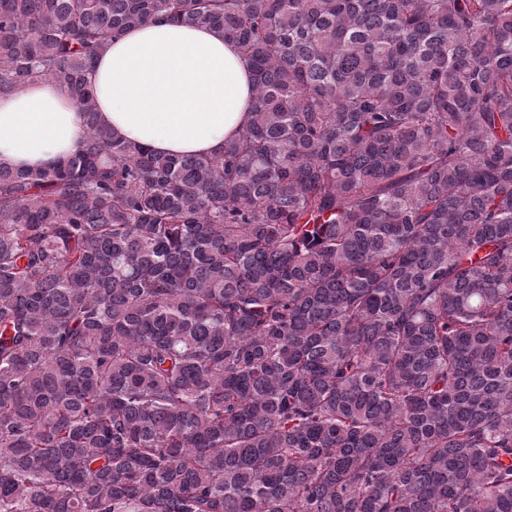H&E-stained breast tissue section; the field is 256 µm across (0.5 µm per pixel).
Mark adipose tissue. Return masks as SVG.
Returning a JSON list of instances; mask_svg holds the SVG:
<instances>
[{
  "label": "adipose tissue",
  "instance_id": "1",
  "mask_svg": "<svg viewBox=\"0 0 512 512\" xmlns=\"http://www.w3.org/2000/svg\"><path fill=\"white\" fill-rule=\"evenodd\" d=\"M250 66L222 30L157 22L115 36L90 74L99 117L115 135L161 153L217 155L249 120ZM84 135L57 81L0 99V162L44 167Z\"/></svg>",
  "mask_w": 512,
  "mask_h": 512
}]
</instances>
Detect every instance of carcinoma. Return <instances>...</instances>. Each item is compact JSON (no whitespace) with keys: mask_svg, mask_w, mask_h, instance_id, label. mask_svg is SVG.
Wrapping results in <instances>:
<instances>
[{"mask_svg":"<svg viewBox=\"0 0 512 512\" xmlns=\"http://www.w3.org/2000/svg\"><path fill=\"white\" fill-rule=\"evenodd\" d=\"M224 30L217 156L101 123L122 31ZM0 512H512V0H0ZM84 135L76 105L55 80L35 82L0 99V162L44 167L73 153Z\"/></svg>","mask_w":512,"mask_h":512,"instance_id":"1","label":"carcinoma"}]
</instances>
